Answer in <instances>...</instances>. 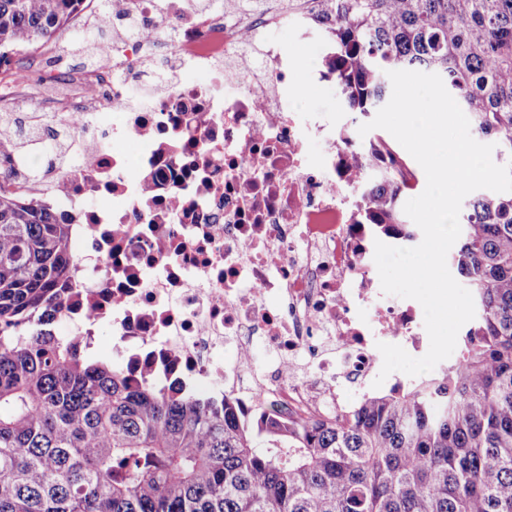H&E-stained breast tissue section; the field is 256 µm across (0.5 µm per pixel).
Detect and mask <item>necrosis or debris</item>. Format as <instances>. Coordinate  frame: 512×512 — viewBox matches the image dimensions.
I'll return each instance as SVG.
<instances>
[{"mask_svg":"<svg viewBox=\"0 0 512 512\" xmlns=\"http://www.w3.org/2000/svg\"><path fill=\"white\" fill-rule=\"evenodd\" d=\"M147 38L124 36L128 24ZM104 66L53 105L52 157L12 156L10 181L72 219L77 305L63 318L94 347L108 325L124 377L190 397L231 394L286 415L345 417L373 390L378 343L420 357L421 305L384 294L376 235L362 220L360 136L343 113L299 111L297 48L333 53L320 0L246 20L219 0H128ZM168 47L175 68L147 109L131 108L115 71ZM277 355L270 371L255 342ZM233 361H225V348Z\"/></svg>","mask_w":512,"mask_h":512,"instance_id":"obj_1","label":"necrosis or debris"}]
</instances>
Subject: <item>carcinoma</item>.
I'll use <instances>...</instances> for the list:
<instances>
[{"label": "carcinoma", "mask_w": 512, "mask_h": 512, "mask_svg": "<svg viewBox=\"0 0 512 512\" xmlns=\"http://www.w3.org/2000/svg\"><path fill=\"white\" fill-rule=\"evenodd\" d=\"M86 0H0V51L34 48ZM336 90L364 118L390 70L436 73L478 140L512 161V0H323ZM363 205L411 241L405 162L366 140ZM448 265L473 296L457 357L344 418L129 384L48 332L75 294L71 224L0 180V512H512V192L479 189Z\"/></svg>", "instance_id": "1"}]
</instances>
